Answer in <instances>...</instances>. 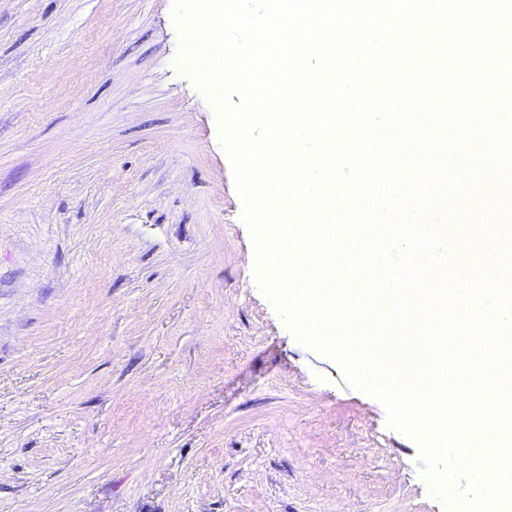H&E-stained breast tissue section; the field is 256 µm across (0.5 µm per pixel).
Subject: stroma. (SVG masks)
Segmentation results:
<instances>
[{
    "label": "stroma",
    "instance_id": "stroma-1",
    "mask_svg": "<svg viewBox=\"0 0 512 512\" xmlns=\"http://www.w3.org/2000/svg\"><path fill=\"white\" fill-rule=\"evenodd\" d=\"M185 47L174 0H0V512H448L262 290Z\"/></svg>",
    "mask_w": 512,
    "mask_h": 512
}]
</instances>
